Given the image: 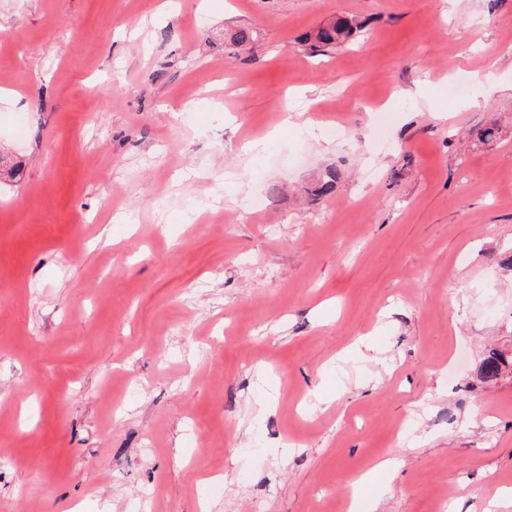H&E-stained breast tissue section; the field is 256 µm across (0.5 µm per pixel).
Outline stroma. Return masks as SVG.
I'll list each match as a JSON object with an SVG mask.
<instances>
[{
  "label": "stroma",
  "instance_id": "1",
  "mask_svg": "<svg viewBox=\"0 0 512 512\" xmlns=\"http://www.w3.org/2000/svg\"><path fill=\"white\" fill-rule=\"evenodd\" d=\"M0 150V512H512V0H0ZM353 33V25L349 20L338 18L317 29L309 36L313 40L311 48L318 50L321 47H336L346 43ZM512 366V355L507 357L503 353L492 352L482 363L480 374L486 381H494L506 370Z\"/></svg>",
  "mask_w": 512,
  "mask_h": 512
}]
</instances>
